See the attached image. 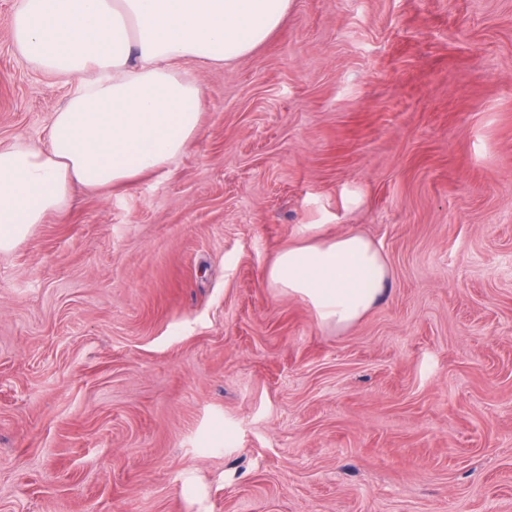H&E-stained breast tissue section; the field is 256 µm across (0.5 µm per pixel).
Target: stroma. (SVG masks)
Masks as SVG:
<instances>
[{"label":"stroma","mask_w":512,"mask_h":512,"mask_svg":"<svg viewBox=\"0 0 512 512\" xmlns=\"http://www.w3.org/2000/svg\"><path fill=\"white\" fill-rule=\"evenodd\" d=\"M0 0V147L70 85ZM164 170L0 252V512H512V0H294ZM357 228L351 327L264 276Z\"/></svg>","instance_id":"35a3bbf8"}]
</instances>
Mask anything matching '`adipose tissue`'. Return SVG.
<instances>
[{
  "label": "adipose tissue",
  "instance_id": "ef3b65f1",
  "mask_svg": "<svg viewBox=\"0 0 512 512\" xmlns=\"http://www.w3.org/2000/svg\"><path fill=\"white\" fill-rule=\"evenodd\" d=\"M293 0H20L19 53L73 81L47 144L0 148V251L24 242L80 191L165 169L199 128L203 87L192 66L249 56L281 26ZM272 287L344 330L378 301L388 269L356 229L288 246L267 269Z\"/></svg>",
  "mask_w": 512,
  "mask_h": 512
}]
</instances>
